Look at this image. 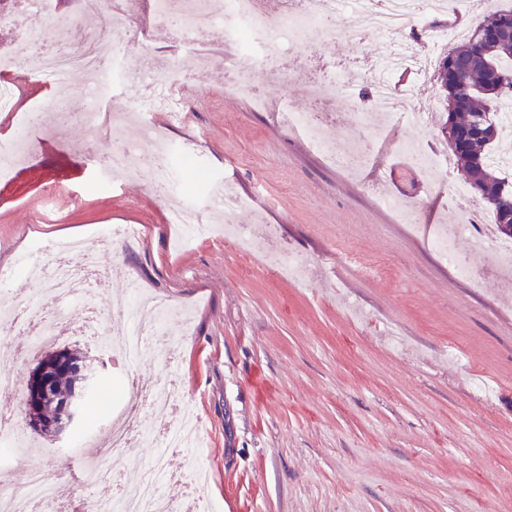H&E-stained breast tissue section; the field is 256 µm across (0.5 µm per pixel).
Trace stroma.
Returning <instances> with one entry per match:
<instances>
[{"label":"stroma","instance_id":"stroma-1","mask_svg":"<svg viewBox=\"0 0 512 512\" xmlns=\"http://www.w3.org/2000/svg\"><path fill=\"white\" fill-rule=\"evenodd\" d=\"M361 26L359 14H346L331 37H310L294 53L356 60L343 84L365 108L366 74L387 45L378 36L350 39ZM276 66L271 58L258 69L262 95L311 111L305 82L272 76ZM9 78L30 90L14 123L30 112L42 119L32 159L0 181V292L34 291L15 268L42 246L94 242L107 278L92 305L112 318L136 282L169 302L168 329L187 338L170 364H114L84 306L73 304L63 346L105 361L108 387L130 375L143 387L172 378V416L196 420L201 437L188 448L132 446L113 477L88 485L95 445L74 439L56 448L28 430L26 450L1 483L20 486L41 470L62 484L68 512H83L87 499L111 501L118 484L159 456L176 478L205 471L201 494L217 512H512V272L493 273L467 236L458 253L476 268L473 277L430 246L439 225L462 221L451 187L464 175L427 179L406 154L410 143L448 148L436 117L443 102L427 75L403 80L428 124L400 114L374 131L356 112L337 114L332 136L367 152L354 173L228 93L221 61L185 84L184 121L155 122L245 199L235 223L266 226L248 255L221 238L178 243L145 187L150 170L125 183L104 180L105 147L81 116L57 126L54 101L85 99L80 78L46 90L22 63ZM393 197L402 209L387 206ZM406 208L412 220L403 219ZM112 225L135 226L140 236L115 246L103 235ZM281 251L309 260L312 278L281 279L266 262Z\"/></svg>","mask_w":512,"mask_h":512}]
</instances>
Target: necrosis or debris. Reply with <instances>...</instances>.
<instances>
[{
	"instance_id": "4bbe7bcc",
	"label": "necrosis or debris",
	"mask_w": 512,
	"mask_h": 512,
	"mask_svg": "<svg viewBox=\"0 0 512 512\" xmlns=\"http://www.w3.org/2000/svg\"><path fill=\"white\" fill-rule=\"evenodd\" d=\"M31 25L26 39L41 45L39 55L32 57L33 76L38 80L65 81L71 71L80 70L87 77L90 110L83 122L103 135L111 150L104 163L113 180L135 178L143 168H152L154 179L149 190H157L168 176L163 162L177 159L191 170L205 194L187 195L172 189L162 198L170 209L172 223L184 229L189 238L210 236L224 231L235 244H254L262 229L256 225L229 223L228 215L242 208L244 201L228 187L218 185L216 174L196 154L177 148L153 123L155 114L164 112L171 119L182 117L179 84L197 80L200 70L214 55L230 60L228 88L249 97L259 109L271 110L273 117L286 129L303 133L311 147L328 160L344 164L345 160H362L358 147L337 144L327 130L334 123L335 103L343 89L339 80H326L319 72L331 68V61L321 59L304 70L314 111L296 112L286 102L268 104L256 83L257 64L261 58H277L285 69H292L295 58L279 53L282 39H304L319 27L322 17L341 13L343 6L364 10L371 33L388 38V50L378 70L371 76L374 89V111L390 112L395 105L394 78L399 69L421 70L422 63L411 44L395 39V31L415 21L422 34L435 43L448 40L447 29L438 27L435 16L445 14L449 0H183V25L176 31V44L171 60L165 61L157 76L138 82L132 108L142 121L135 148H125L121 134L122 119L112 111V87L128 83L121 68L118 51L125 47L134 32L133 17L126 0H79L76 16H99L101 24L92 28H74L69 32L76 50L57 46L43 48L46 26L54 20L53 0H27ZM464 214L463 223L450 231L436 234L433 246L443 261H455L453 240L472 234L478 240L490 239L487 225L481 224L470 209L467 192H453ZM26 277L38 283L39 294L9 292L0 296V393L20 394L21 386L11 369L21 358L35 355L45 341L64 331L61 316L48 313V297L57 301L88 299L91 288L105 277L97 265L96 252L77 240L59 241L49 249L39 250L23 265ZM145 298L139 286H132L129 302L119 306L113 327H100L99 333L107 351L137 363L147 351L161 358L174 355L177 345L165 342L168 330L165 317L167 304L157 306L153 320H143L140 311ZM174 395L172 383L165 382L146 389L127 382L120 397L102 446L105 454H124L131 443L150 447L182 448L186 442L182 427H167L156 432L142 428L140 413L150 406L159 413L168 412ZM170 478L161 466L148 467L140 482L125 488L114 498L112 512H172L173 506L163 487ZM54 486L41 474H31L22 492L1 494L0 512H33L38 503L56 500Z\"/></svg>"
}]
</instances>
